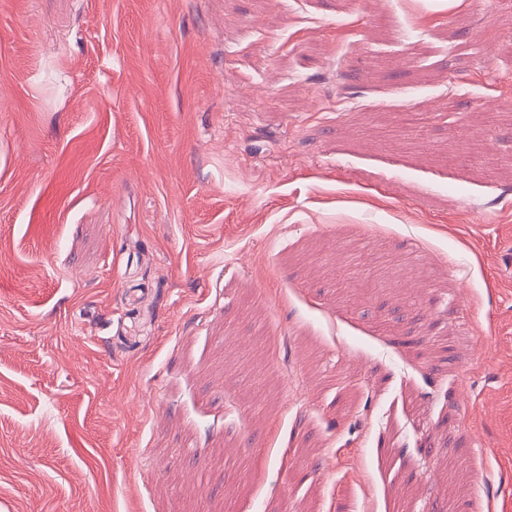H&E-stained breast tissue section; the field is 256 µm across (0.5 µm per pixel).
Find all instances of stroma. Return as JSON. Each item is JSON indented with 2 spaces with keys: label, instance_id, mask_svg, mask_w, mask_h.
Here are the masks:
<instances>
[{
  "label": "stroma",
  "instance_id": "1",
  "mask_svg": "<svg viewBox=\"0 0 512 512\" xmlns=\"http://www.w3.org/2000/svg\"><path fill=\"white\" fill-rule=\"evenodd\" d=\"M508 36L0 0V512H512Z\"/></svg>",
  "mask_w": 512,
  "mask_h": 512
}]
</instances>
